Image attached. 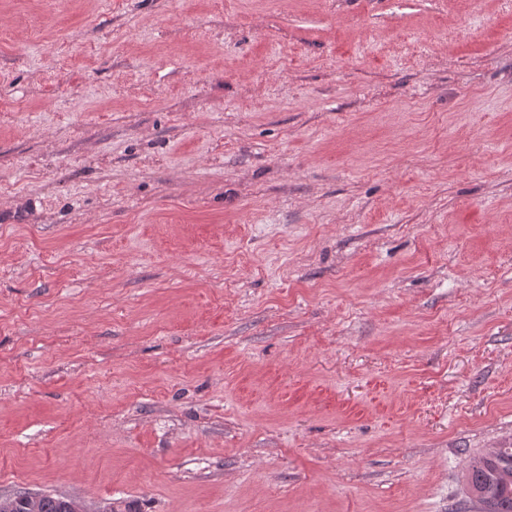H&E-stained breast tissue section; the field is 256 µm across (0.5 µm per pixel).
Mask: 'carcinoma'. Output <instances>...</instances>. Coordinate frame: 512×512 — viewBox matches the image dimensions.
<instances>
[{"instance_id":"cac0c4a2","label":"carcinoma","mask_w":512,"mask_h":512,"mask_svg":"<svg viewBox=\"0 0 512 512\" xmlns=\"http://www.w3.org/2000/svg\"><path fill=\"white\" fill-rule=\"evenodd\" d=\"M465 485L482 512H512V445L472 458ZM75 504L67 496L23 490L1 496L0 512H73Z\"/></svg>"}]
</instances>
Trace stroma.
<instances>
[{"label": "stroma", "instance_id": "1", "mask_svg": "<svg viewBox=\"0 0 512 512\" xmlns=\"http://www.w3.org/2000/svg\"><path fill=\"white\" fill-rule=\"evenodd\" d=\"M512 440V0H0V495L450 512Z\"/></svg>", "mask_w": 512, "mask_h": 512}]
</instances>
